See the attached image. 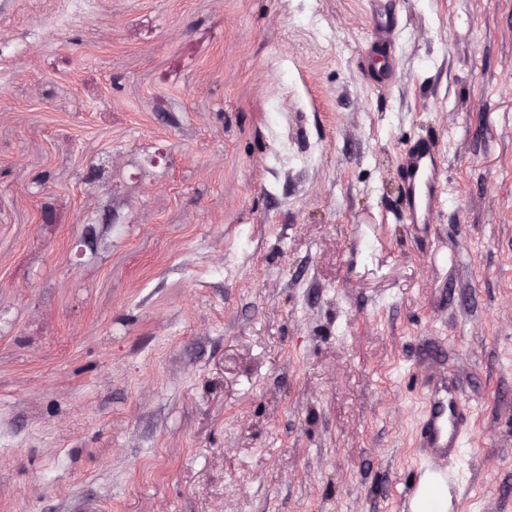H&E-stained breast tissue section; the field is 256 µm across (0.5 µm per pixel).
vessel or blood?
Instances as JSON below:
<instances>
[{"mask_svg": "<svg viewBox=\"0 0 512 512\" xmlns=\"http://www.w3.org/2000/svg\"><path fill=\"white\" fill-rule=\"evenodd\" d=\"M400 174L405 185L404 211L408 223H431L440 203L441 190L447 180L444 159L435 146L421 140L405 149L399 160ZM462 388L459 382L439 373L423 382V415L418 432V445L428 454L447 458L461 448L466 434L461 421ZM447 488L451 499H459L460 483L452 470L438 468L430 476H416L405 487L407 503H415L425 492L424 481Z\"/></svg>", "mask_w": 512, "mask_h": 512, "instance_id": "1", "label": "vessel or blood"}]
</instances>
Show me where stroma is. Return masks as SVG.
I'll return each instance as SVG.
<instances>
[{
	"instance_id": "obj_1",
	"label": "stroma",
	"mask_w": 512,
	"mask_h": 512,
	"mask_svg": "<svg viewBox=\"0 0 512 512\" xmlns=\"http://www.w3.org/2000/svg\"><path fill=\"white\" fill-rule=\"evenodd\" d=\"M394 2L0 0V512H407L444 368L512 512V0ZM399 167L405 185L406 220L409 224H431L447 180L444 157L431 142L421 140L401 153Z\"/></svg>"
}]
</instances>
